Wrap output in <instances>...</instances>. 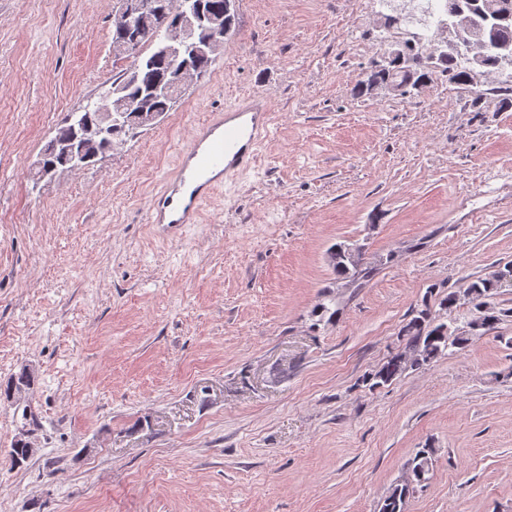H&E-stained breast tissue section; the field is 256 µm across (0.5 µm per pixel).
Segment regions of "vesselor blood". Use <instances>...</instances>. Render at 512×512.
<instances>
[{
    "label": "vessel or blood",
    "instance_id": "vessel-or-blood-1",
    "mask_svg": "<svg viewBox=\"0 0 512 512\" xmlns=\"http://www.w3.org/2000/svg\"><path fill=\"white\" fill-rule=\"evenodd\" d=\"M269 132L267 104L249 97L212 117L181 156L156 201V224L197 223L202 205L224 180L249 169Z\"/></svg>",
    "mask_w": 512,
    "mask_h": 512
}]
</instances>
